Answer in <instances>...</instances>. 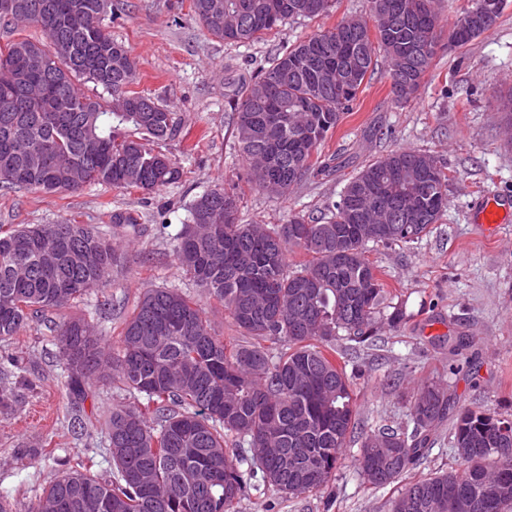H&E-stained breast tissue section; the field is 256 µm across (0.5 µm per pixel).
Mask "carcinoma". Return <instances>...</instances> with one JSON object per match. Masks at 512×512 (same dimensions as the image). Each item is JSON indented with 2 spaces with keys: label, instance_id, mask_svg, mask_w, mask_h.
Wrapping results in <instances>:
<instances>
[{
  "label": "carcinoma",
  "instance_id": "1",
  "mask_svg": "<svg viewBox=\"0 0 512 512\" xmlns=\"http://www.w3.org/2000/svg\"><path fill=\"white\" fill-rule=\"evenodd\" d=\"M12 2L41 18L43 39L18 37L0 49V190L67 194L105 183L150 192L178 182L177 162L153 149L177 135L176 119L129 89L136 61L103 25L112 0ZM191 2L210 35L239 44L290 19L325 15L334 0ZM369 4V17L344 18L285 48L234 90V137L268 194L288 195L321 166L319 146L378 59L398 101L415 96L404 85L410 73H428L440 39L436 0ZM503 4L475 0L448 30V44L460 48L489 31ZM34 55L49 65L30 69ZM87 83L104 95L85 94ZM448 181L435 156L400 150L362 165L319 221L240 224L236 190L196 196L174 253L224 304L242 343L216 334L198 300L152 288L115 351L86 318L62 315L107 282L117 261L112 241L93 224L0 225V340L40 321L73 397L96 377L146 400L112 409L102 423L112 477L95 473L90 455L43 488L28 512H234L258 476L290 497L327 486L357 425L354 382L336 340L371 341L391 299L367 246L426 237L448 208ZM295 251L305 260L290 271ZM18 379V360L0 359L1 411L18 402ZM409 417V433L384 425L362 434L356 465L370 484H392L420 465L428 432L449 419L460 467L409 482L391 512H470L471 501L486 502L483 512L512 508L511 418L460 407L436 381L413 394ZM80 499L91 507L81 510Z\"/></svg>",
  "mask_w": 512,
  "mask_h": 512
}]
</instances>
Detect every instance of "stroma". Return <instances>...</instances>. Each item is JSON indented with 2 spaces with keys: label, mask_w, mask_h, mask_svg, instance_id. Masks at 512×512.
I'll use <instances>...</instances> for the list:
<instances>
[{
  "label": "stroma",
  "mask_w": 512,
  "mask_h": 512,
  "mask_svg": "<svg viewBox=\"0 0 512 512\" xmlns=\"http://www.w3.org/2000/svg\"><path fill=\"white\" fill-rule=\"evenodd\" d=\"M368 12V0H335L325 16L292 19L257 41L227 44L195 19L190 0H114L108 29L137 63L134 91L167 105L179 124L175 138L155 142L154 148L183 168L181 181L150 194L105 184L73 194L0 192V224H94L117 244V262L104 291H92L73 308L91 319L110 345H118L126 320L151 288H177L199 299L216 333L238 339L242 333L223 305L203 296L173 252L174 237L196 195L238 185L239 218L245 224H284L295 214L320 218L368 161L401 149L432 154L446 162L450 176L443 219L418 244L373 245L368 252L402 304L405 321L395 328L380 324L370 345L336 343L354 377L357 421L368 427L406 422L410 396L440 376L460 406L512 417V223L493 232L471 219L485 193L512 198V121L503 109L512 98V0L487 33L461 48H438L409 102L394 100L388 68L378 65L352 111L318 150L324 158L341 156L336 171L309 172L285 197L269 195L245 178L247 164L233 133V85L268 67L287 45ZM121 211L137 216V225L112 223V213ZM104 294L112 307L102 313L97 304ZM458 332L471 338L466 354L476 375L446 370L445 337ZM0 355L22 359L29 380L20 402L0 411V496L27 512L35 494L64 464L93 453L98 473L109 477L105 434L87 436L74 427L112 408L139 404L141 396L93 380L81 400L72 399L66 365L36 322L0 341ZM46 446L55 450L52 461L21 456L22 449ZM359 448L358 440L348 443L326 489L291 498L257 481L235 512H390L399 486L376 488L363 480L354 464ZM457 467L450 428L444 425L431 432L425 458L413 474Z\"/></svg>",
  "instance_id": "stroma-1"
}]
</instances>
